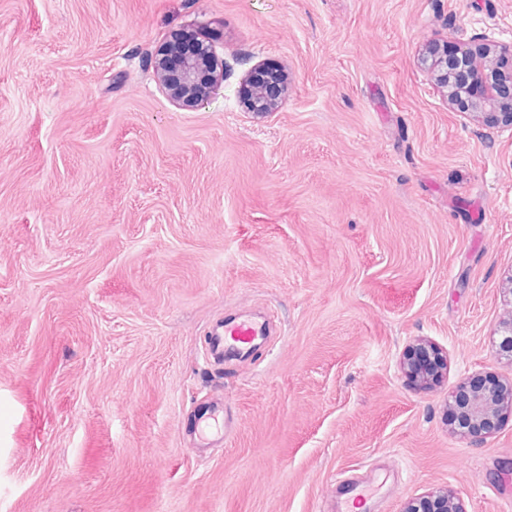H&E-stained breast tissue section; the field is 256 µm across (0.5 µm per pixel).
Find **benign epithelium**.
<instances>
[{
  "mask_svg": "<svg viewBox=\"0 0 512 512\" xmlns=\"http://www.w3.org/2000/svg\"><path fill=\"white\" fill-rule=\"evenodd\" d=\"M456 64L448 60H431L434 81L443 88L448 104L454 106L464 100L467 80L477 87L466 110L474 119L486 124L512 129V69L504 71L497 62L512 56V44L490 42L472 36L457 41ZM215 49L212 45L195 40L191 45L162 56L155 61L156 77L170 100L182 106H196L207 100L222 76L213 69ZM269 69L265 63L257 64L250 72L253 96L251 111L275 112L282 104L285 83L264 75ZM501 340L497 355L512 363V316L502 323ZM447 353L427 339L409 346L400 361V371L406 382L420 389L440 385L446 375ZM448 410L458 413L459 421L453 425L456 434L471 443H481L493 433L500 417L512 413V379L508 381L467 377L448 395ZM401 512H467L463 501L447 488H432L423 495L404 503Z\"/></svg>",
  "mask_w": 512,
  "mask_h": 512,
  "instance_id": "7a95c632",
  "label": "benign epithelium"
}]
</instances>
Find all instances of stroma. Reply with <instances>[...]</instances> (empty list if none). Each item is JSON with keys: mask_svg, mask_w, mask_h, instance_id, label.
Listing matches in <instances>:
<instances>
[{"mask_svg": "<svg viewBox=\"0 0 512 512\" xmlns=\"http://www.w3.org/2000/svg\"><path fill=\"white\" fill-rule=\"evenodd\" d=\"M206 26L198 107L158 52ZM512 43V0H0V512H400L433 486L512 512V414L481 444L445 401L504 377L512 130L450 109L424 58ZM275 112L242 103L261 61ZM259 311L248 355L209 327ZM448 353L432 392L406 346ZM234 422L190 445L196 412ZM189 35L195 42L156 59L155 71L173 103L197 106L209 98L223 76L216 73L213 46ZM447 353L427 339L417 340L404 353L400 371L409 385L420 389L439 386L446 375Z\"/></svg>", "mask_w": 512, "mask_h": 512, "instance_id": "35a3bbf8", "label": "stroma"}]
</instances>
